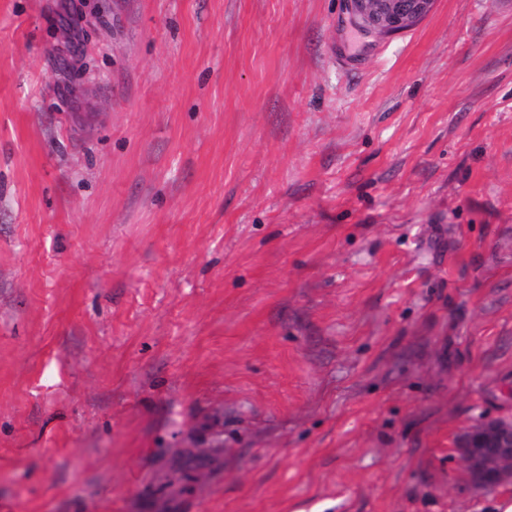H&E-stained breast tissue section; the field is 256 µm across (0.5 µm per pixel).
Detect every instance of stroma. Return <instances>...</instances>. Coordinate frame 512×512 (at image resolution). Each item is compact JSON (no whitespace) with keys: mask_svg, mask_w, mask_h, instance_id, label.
I'll return each mask as SVG.
<instances>
[{"mask_svg":"<svg viewBox=\"0 0 512 512\" xmlns=\"http://www.w3.org/2000/svg\"><path fill=\"white\" fill-rule=\"evenodd\" d=\"M510 418L512 0H0V512H493ZM352 23L370 36L408 30L431 11L435 0H345ZM454 451L473 487H512V420L492 419L464 430Z\"/></svg>","mask_w":512,"mask_h":512,"instance_id":"obj_1","label":"stroma"}]
</instances>
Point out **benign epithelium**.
<instances>
[{"label": "benign epithelium", "instance_id": "1", "mask_svg": "<svg viewBox=\"0 0 512 512\" xmlns=\"http://www.w3.org/2000/svg\"><path fill=\"white\" fill-rule=\"evenodd\" d=\"M434 0H346L352 23L370 36L387 37L408 30L431 11ZM63 75L84 72L78 51L68 46ZM467 482L475 488L512 487V420L492 419L464 430L454 443Z\"/></svg>", "mask_w": 512, "mask_h": 512}]
</instances>
